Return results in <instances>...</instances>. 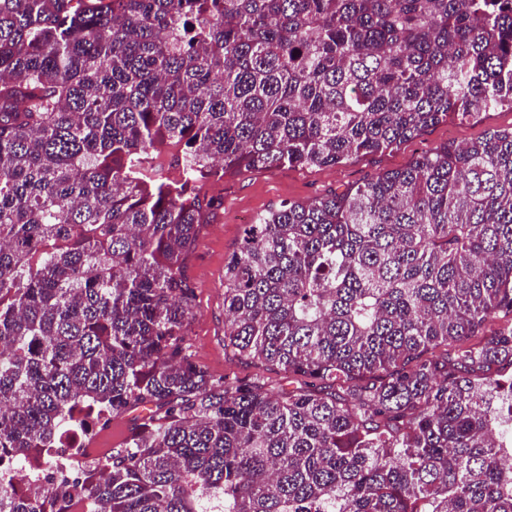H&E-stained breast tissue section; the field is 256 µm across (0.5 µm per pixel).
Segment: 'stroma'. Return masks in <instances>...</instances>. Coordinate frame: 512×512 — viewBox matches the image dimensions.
Returning <instances> with one entry per match:
<instances>
[{"instance_id": "35a3bbf8", "label": "stroma", "mask_w": 512, "mask_h": 512, "mask_svg": "<svg viewBox=\"0 0 512 512\" xmlns=\"http://www.w3.org/2000/svg\"><path fill=\"white\" fill-rule=\"evenodd\" d=\"M496 129H512L511 107L466 120L449 118L398 147L359 155L337 166L235 172L221 181L204 183L202 194L215 198L216 204L186 268L195 291L186 336L193 360L214 377L255 381L273 394L300 386L299 377L236 358L224 347V264L240 247L248 224L281 203L309 202L334 190L343 191L371 176L405 168L418 155L441 145L475 141Z\"/></svg>"}]
</instances>
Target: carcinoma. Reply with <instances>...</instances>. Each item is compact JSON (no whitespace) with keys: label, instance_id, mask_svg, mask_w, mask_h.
<instances>
[{"label":"carcinoma","instance_id":"1","mask_svg":"<svg viewBox=\"0 0 512 512\" xmlns=\"http://www.w3.org/2000/svg\"><path fill=\"white\" fill-rule=\"evenodd\" d=\"M505 104L512 0H0V460L141 409L55 512H512V327L476 341L512 313V130L249 225L224 348L303 386L185 344L199 184Z\"/></svg>","mask_w":512,"mask_h":512}]
</instances>
